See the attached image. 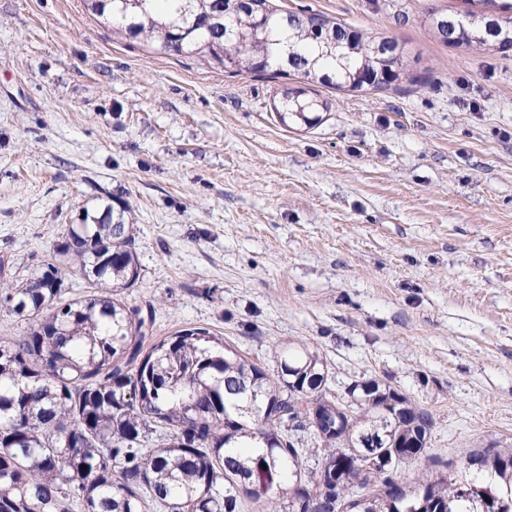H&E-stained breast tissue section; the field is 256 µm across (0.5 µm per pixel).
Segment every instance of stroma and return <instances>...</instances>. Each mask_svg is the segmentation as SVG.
<instances>
[{"mask_svg": "<svg viewBox=\"0 0 512 512\" xmlns=\"http://www.w3.org/2000/svg\"><path fill=\"white\" fill-rule=\"evenodd\" d=\"M392 37L413 83L321 89L312 128L260 81L113 37L84 0H0V257L64 225L136 224L154 338L210 329L266 372L318 350L326 390L373 379L433 419L417 468L512 448V52L451 47L466 0H280Z\"/></svg>", "mask_w": 512, "mask_h": 512, "instance_id": "obj_1", "label": "stroma"}]
</instances>
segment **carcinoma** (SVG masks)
I'll use <instances>...</instances> for the list:
<instances>
[{
	"label": "carcinoma",
	"mask_w": 512,
	"mask_h": 512,
	"mask_svg": "<svg viewBox=\"0 0 512 512\" xmlns=\"http://www.w3.org/2000/svg\"><path fill=\"white\" fill-rule=\"evenodd\" d=\"M85 2L113 32L156 52L262 79L297 74L302 85L285 88L275 107L287 128H310L328 110L308 97L311 83L382 89L407 76L394 39L375 54L361 31L274 0ZM470 4L483 9L441 42L501 50L512 4ZM134 232L109 210L68 224L54 261L0 286V310L27 323L0 340V512H241L243 496L277 507L268 496L285 484V512H490L485 497L467 493L473 481L444 470L488 467L512 484V452L489 448L425 469L405 489L401 469L423 455L430 416L373 379L349 387L351 416L336 415L324 362L304 344L278 352L273 376L204 328L144 350L153 319L120 297L141 275ZM71 271L98 291L65 298ZM306 396L325 406L321 429L308 428L321 443L309 470L288 427ZM160 428L168 438L148 447ZM360 437L380 444L358 448Z\"/></svg>",
	"instance_id": "obj_1"
}]
</instances>
